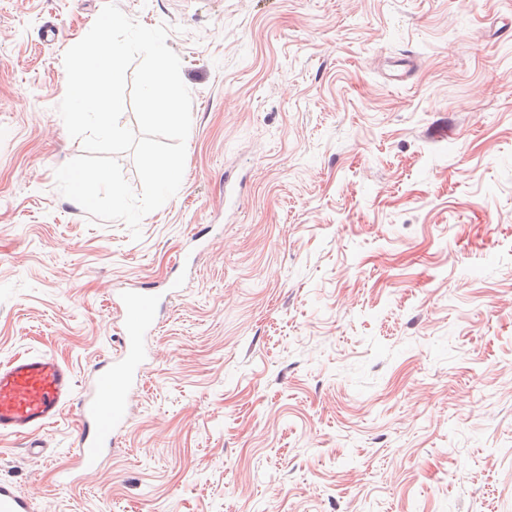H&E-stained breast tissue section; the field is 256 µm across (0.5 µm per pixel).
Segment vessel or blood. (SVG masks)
<instances>
[{"instance_id": "1", "label": "vessel or blood", "mask_w": 512, "mask_h": 512, "mask_svg": "<svg viewBox=\"0 0 512 512\" xmlns=\"http://www.w3.org/2000/svg\"><path fill=\"white\" fill-rule=\"evenodd\" d=\"M177 288L173 282L163 292L134 288L121 294L120 348L95 366L82 391H75L68 366L51 356H20L0 365V435L34 433L55 423L66 409H75L81 424L73 443L76 466L86 473L98 470L128 426V395L145 358L144 342ZM0 512H31L29 500L2 478Z\"/></svg>"}]
</instances>
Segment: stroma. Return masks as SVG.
Segmentation results:
<instances>
[{"label": "stroma", "instance_id": "obj_1", "mask_svg": "<svg viewBox=\"0 0 512 512\" xmlns=\"http://www.w3.org/2000/svg\"><path fill=\"white\" fill-rule=\"evenodd\" d=\"M115 2L181 59L183 181L137 241L61 195L106 0H0V365L83 385L113 289L197 259L101 467L59 483L68 410L0 478L33 512H512V0Z\"/></svg>", "mask_w": 512, "mask_h": 512}]
</instances>
